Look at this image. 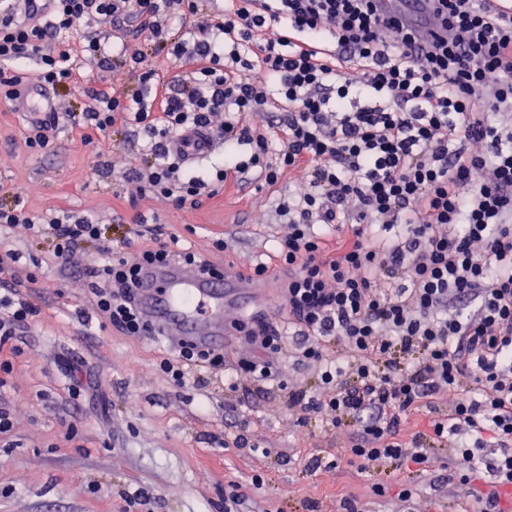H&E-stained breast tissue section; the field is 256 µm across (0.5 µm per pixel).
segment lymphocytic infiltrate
<instances>
[{
  "label": "lymphocytic infiltrate",
  "mask_w": 512,
  "mask_h": 512,
  "mask_svg": "<svg viewBox=\"0 0 512 512\" xmlns=\"http://www.w3.org/2000/svg\"><path fill=\"white\" fill-rule=\"evenodd\" d=\"M438 2L447 33L422 47L380 17L376 0H231L217 20L200 0H53L42 24L0 0V99L20 97L32 59L39 82L71 84L59 37L92 18L135 20V33L192 64L191 78L159 94L152 61L132 56L135 88L94 98L83 119L102 134L119 123L143 128L153 143L132 177L178 207L200 205L230 179L253 173L273 185L303 172L278 205L288 219L277 256L288 269L279 295L288 324L236 321L253 347L237 374L264 388L294 331L320 391L293 390L288 401L336 427L354 420L347 453L362 469L431 466L427 443L461 434L448 467L469 485L475 512H512V19L488 0ZM189 17L186 33L179 24ZM275 106L274 145L243 116ZM220 110L223 164L180 174L167 141L210 126ZM45 225L60 264L98 243V310L131 336L148 330L137 299L143 267L215 271L174 236L131 263L90 216L61 211ZM396 348L422 359L379 369ZM224 362L221 350L181 342L159 368L182 386ZM437 395L447 396V414L401 435L402 412ZM492 442L500 453L489 460Z\"/></svg>",
  "instance_id": "1"
}]
</instances>
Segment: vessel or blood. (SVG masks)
Listing matches in <instances>:
<instances>
[{
    "label": "vessel or blood",
    "mask_w": 512,
    "mask_h": 512,
    "mask_svg": "<svg viewBox=\"0 0 512 512\" xmlns=\"http://www.w3.org/2000/svg\"><path fill=\"white\" fill-rule=\"evenodd\" d=\"M378 10L382 18L399 20L421 40L441 30L433 0H380ZM27 97L33 119L51 118L54 107L46 90L30 87ZM212 149L209 132L201 128L188 129L170 142L171 152L189 164ZM264 295V289L237 273L213 279L195 267L148 268L143 273L140 306L146 322L169 341L220 348L237 316Z\"/></svg>",
    "instance_id": "obj_1"
}]
</instances>
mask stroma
<instances>
[{
	"label": "stroma",
	"mask_w": 512,
	"mask_h": 512,
	"mask_svg": "<svg viewBox=\"0 0 512 512\" xmlns=\"http://www.w3.org/2000/svg\"><path fill=\"white\" fill-rule=\"evenodd\" d=\"M89 34L110 51V69L83 52ZM63 39L84 80L51 91L60 115L53 148L29 149L31 123L14 104L0 103V208L38 218L88 214L110 239L124 225H159L215 266L267 264L270 288L278 290L288 271L273 255L288 226L275 204L300 174L277 187L254 178L227 184L199 208L139 195L126 175L150 140L140 129L119 125L103 137L87 127L85 82L101 74L102 90L133 85L123 57L135 52L152 58L164 80L187 76L191 66L125 25L92 19ZM219 237L226 251L214 248ZM53 245L50 235L21 224L0 232V253L17 256L0 275L9 297L40 308L7 343L18 354L0 388V406L14 422L0 435V512H224L232 482L244 497L240 512H341L344 497L358 499L361 512H401L398 498L371 494L375 481L413 488L416 512H471L467 486L441 465L447 447H430L436 463L425 471L383 464L365 472L344 460L354 422L335 427L288 405L289 390L318 388L315 368L295 348L277 358L279 383L264 391L236 378L237 359L250 352L239 339L224 345L225 370L201 384L174 385L157 368L168 353L165 339L125 335L99 316L91 285L101 263L97 246L84 244L65 269ZM256 475L262 485H253ZM133 496L140 505L130 506Z\"/></svg>",
	"instance_id": "1"
}]
</instances>
